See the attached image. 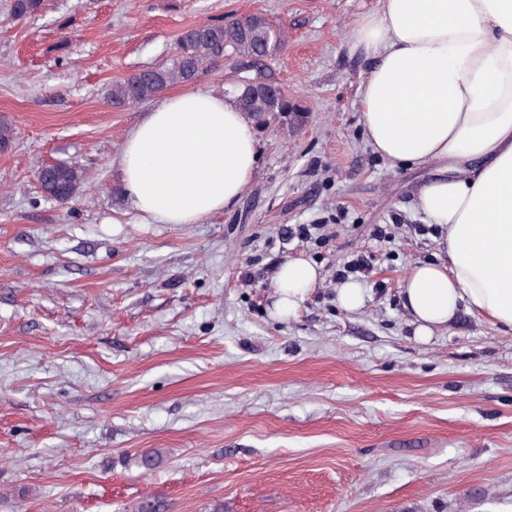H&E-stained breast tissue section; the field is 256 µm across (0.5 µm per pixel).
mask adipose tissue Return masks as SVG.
I'll return each mask as SVG.
<instances>
[{"label": "adipose tissue", "mask_w": 512, "mask_h": 512, "mask_svg": "<svg viewBox=\"0 0 512 512\" xmlns=\"http://www.w3.org/2000/svg\"><path fill=\"white\" fill-rule=\"evenodd\" d=\"M351 37L370 61L360 86L373 149L391 163H444L417 207L439 226L445 262H420L403 286L415 333L459 308L512 332V0H380ZM258 160L251 119L232 94L164 95L128 133L123 188L145 224H198L243 192ZM319 278L288 259L273 313L286 318Z\"/></svg>", "instance_id": "1"}]
</instances>
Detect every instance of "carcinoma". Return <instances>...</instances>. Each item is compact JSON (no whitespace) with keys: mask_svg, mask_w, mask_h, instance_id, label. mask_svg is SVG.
Returning a JSON list of instances; mask_svg holds the SVG:
<instances>
[{"mask_svg":"<svg viewBox=\"0 0 512 512\" xmlns=\"http://www.w3.org/2000/svg\"><path fill=\"white\" fill-rule=\"evenodd\" d=\"M41 0H12L11 12L17 17L32 16ZM285 46L283 32L267 18L252 15L240 28L222 22L202 24L184 31L176 55L153 67L141 70L112 87V103L133 106L148 101L169 86L195 80L201 73L230 57L229 66L253 62L250 83L237 86L235 101L257 127L276 120L283 129L305 121L307 109L288 92L274 76L268 61ZM85 180L83 170L68 163H56L37 171L40 189L49 196L68 201L80 190ZM126 512H164V505L147 494L126 507Z\"/></svg>","mask_w":512,"mask_h":512,"instance_id":"cac0c4a2","label":"carcinoma"}]
</instances>
